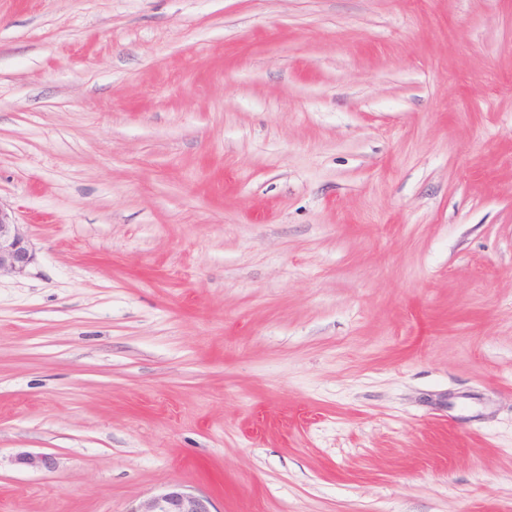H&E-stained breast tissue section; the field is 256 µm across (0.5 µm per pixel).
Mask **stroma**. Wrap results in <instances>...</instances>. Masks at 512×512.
Wrapping results in <instances>:
<instances>
[{"label": "stroma", "instance_id": "obj_1", "mask_svg": "<svg viewBox=\"0 0 512 512\" xmlns=\"http://www.w3.org/2000/svg\"><path fill=\"white\" fill-rule=\"evenodd\" d=\"M0 207V512H512V0H0ZM20 226L0 207V277L22 275L34 260ZM205 496L188 492L180 484H170L142 500L131 512H216Z\"/></svg>", "mask_w": 512, "mask_h": 512}]
</instances>
